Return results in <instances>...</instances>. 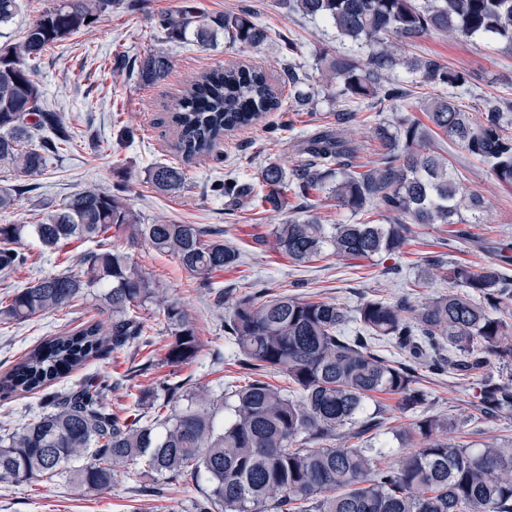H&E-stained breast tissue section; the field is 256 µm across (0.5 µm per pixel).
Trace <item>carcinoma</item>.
Masks as SVG:
<instances>
[{"label":"carcinoma","mask_w":512,"mask_h":512,"mask_svg":"<svg viewBox=\"0 0 512 512\" xmlns=\"http://www.w3.org/2000/svg\"><path fill=\"white\" fill-rule=\"evenodd\" d=\"M291 12L321 20L340 41L366 49V58L325 50L316 57L325 81L336 83L353 102L376 98L404 101L410 90L398 76L402 67L419 83L461 86L469 75L433 56L410 55L409 47L438 33L453 40L494 36L512 46V0H284ZM133 0H63L41 12L21 40L0 48V165L34 179L47 156L71 139L61 116L43 105L29 61L47 46L89 26L88 17L130 8ZM170 43L192 41L208 48L224 36L255 47L269 38L246 13L210 14L182 6L160 16ZM171 59L150 52L139 59L137 76L147 84L162 80ZM293 105H308L312 92L303 79L284 70ZM281 106L279 92L261 69L217 67L186 88L171 112L174 150L189 163L210 154L224 134L259 120ZM429 124L411 117L379 121L373 137L378 158L350 159L358 147L345 136L353 112L336 113V129L302 142L306 160L287 172L270 162L260 172L259 190L234 180L224 193L237 199L256 193L279 209L288 194L307 209L277 224L271 238L257 244L297 265L328 253L340 260L401 253L411 224H483L485 204L477 192L464 193L448 151L433 146L443 135L512 185V135L506 132L512 100L487 107L477 120L451 96L420 102ZM147 181L163 193L182 189L181 167L154 165ZM328 193L358 220L321 223L310 213ZM124 230L155 251L174 257L205 282L242 263V253L202 224L141 221L126 199L88 187L67 197L38 224H0V272L27 262L18 244L34 239L49 252L74 241L94 242L81 256L78 274L48 273L12 291L0 304V320L23 322L56 311L102 289L110 311L107 323L88 319L61 336H46L10 369L0 373V398L40 395V403L19 421L0 424V481L31 482L67 474L89 489L108 491L114 477L141 465L150 473L206 482L193 512H512V440L481 448L453 436L457 420L424 410L430 393L411 368L388 360L378 343L409 352L436 375L481 378V408L495 419L512 415V381L484 374L494 359L512 367V324L500 313L512 306V277L504 267L512 256L478 269L467 263L434 261L431 269L463 292L395 302L368 297L355 308L294 294L274 295L255 288L238 297L224 329L234 344L235 362L248 376L216 388L162 381L161 393L134 407L115 410L108 386L89 373L55 390L65 375L129 348L153 345L134 307L155 295L153 283L131 258L107 242L112 229ZM171 341L169 364L193 361L201 342L178 304L164 307ZM355 324L354 336L345 328ZM288 376L291 386L265 381L270 371ZM389 394L404 409L423 413L393 430L410 452L384 467V451L372 439L383 430ZM375 401L373 412L365 411ZM83 461L80 466L77 461Z\"/></svg>","instance_id":"carcinoma-1"}]
</instances>
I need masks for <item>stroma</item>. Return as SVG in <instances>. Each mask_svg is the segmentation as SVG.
<instances>
[{
    "label": "stroma",
    "mask_w": 512,
    "mask_h": 512,
    "mask_svg": "<svg viewBox=\"0 0 512 512\" xmlns=\"http://www.w3.org/2000/svg\"><path fill=\"white\" fill-rule=\"evenodd\" d=\"M185 4L214 14L248 13L270 37L258 48L223 40L212 49L191 42L168 43L157 27L158 18ZM292 42L302 45L303 53L290 54L288 45ZM339 47L348 51L352 44L337 41L334 29L325 22L289 13L280 0H139L136 8L100 14L88 28L33 61L44 105L59 113L72 131L73 143L51 157L43 175L34 180L19 176L11 166L0 165V185L20 188L13 205L0 211V224L36 223L48 208L69 195L97 187L123 195L147 224L174 220L219 227L224 240L243 255L241 266L215 276L224 288L225 304L218 307L209 288L177 260L144 242L133 241L128 233H113V248L138 262L156 289L155 297L136 309L150 328L153 345L113 354L88 367L89 372L113 383L109 394L113 405H133L164 379L212 387L230 380L245 384V377L233 363L234 347L224 333V307L252 286L267 288L273 294L318 297L350 308L366 297L395 300L419 280L424 283V294H442L448 284L428 278L429 258L462 261L477 268L495 260V242L512 241V187L501 184L484 163L455 147L451 153L459 180L464 188L479 192L486 203V221L474 225L473 236L457 235L454 226L448 224H414L406 246L394 259L340 261L328 255L303 266L290 263L284 255L257 249V238L268 235L287 215L233 202L224 194L226 178L257 183L261 169L272 161L288 170L294 168L302 160V139L334 128L340 112L356 115L347 133L357 142L362 163L376 157L371 138L376 122L392 123L409 113L418 120L424 117L421 111H409L404 101L355 104L338 97L336 87L322 81L313 56ZM158 50L168 53L172 68L163 80L148 85L138 79L137 64L144 54ZM414 51L437 56L470 74L468 83L456 89L413 87L414 97L454 95L476 117L486 102L512 100V47L505 42L493 38L454 42L431 34L421 38ZM238 63L262 68L275 80L287 66L301 68L313 87L310 104L295 111L292 98H283L281 110L226 134L211 154L184 165L187 180L180 192H155L146 180L147 169L157 164H180L173 149L176 132L169 121L177 97L192 78ZM87 249V244L77 242L50 255L35 243H25L30 259L11 274L0 273V299L43 274L80 272L79 258ZM171 301L180 304L202 342L190 365L173 366L165 360L169 335L163 307ZM100 316L95 299L88 297L25 322L0 323V372L42 338L60 335ZM217 350L224 354L220 365L212 362ZM147 360L151 369L133 374V367ZM417 377L431 395V412L459 416L457 434L461 441L475 444L512 438V416L490 420L478 410L480 379L459 381L423 368L418 369ZM142 484L160 487L163 493L158 497L142 495L138 490ZM198 493L194 482L167 481L148 474H119L111 491L102 493L80 487L66 477L30 484L0 481V512H191V500Z\"/></svg>",
    "instance_id": "stroma-1"
}]
</instances>
